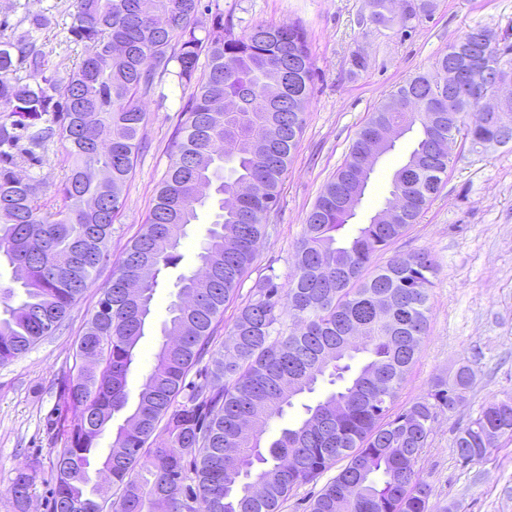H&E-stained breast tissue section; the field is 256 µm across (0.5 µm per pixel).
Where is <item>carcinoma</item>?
<instances>
[{"label": "carcinoma", "mask_w": 512, "mask_h": 512, "mask_svg": "<svg viewBox=\"0 0 512 512\" xmlns=\"http://www.w3.org/2000/svg\"><path fill=\"white\" fill-rule=\"evenodd\" d=\"M417 2L419 11L397 18L391 0H368V19L405 32L436 9V0ZM72 8L69 39L87 51L72 70L49 69L34 37L43 27L39 15L25 32L0 37V264L22 290L18 298L0 289V364L55 332L109 261L106 243L142 147L141 98L165 79L195 91L153 208L101 287L77 343L76 358L98 346L101 362L78 366L63 386L77 420L57 451L50 512H281L293 490L341 459L346 465L309 512H430V487L415 467L448 396L465 398L473 368L461 359L427 396L392 412L428 334L438 265L426 251L371 264L438 192L448 171L438 140L462 131L477 149L493 145L504 128L512 136V111L503 113V126H485L470 99L474 87L492 97L489 77L512 73V46L474 42L470 30L448 45L434 72L390 94L307 214L288 282L273 272L259 278L213 350L215 326L268 235L302 133L314 73L306 30L297 22L259 24L239 36L220 6L203 17L201 0H155L150 14L140 0H73ZM450 62L460 74L458 107L473 112L471 122L451 128L434 119L429 100ZM374 125L418 132L390 181L389 193L404 196L402 211L395 224L359 225L343 243L337 235L351 220L347 201L364 193ZM55 140L69 171L54 209L24 169L41 164ZM208 204L216 213L201 266L179 276L153 366L101 456L100 438L128 404L127 379L159 276L177 264L185 227ZM355 329L367 359L349 377L355 354L339 348ZM206 356L203 380L186 383ZM325 381L333 390L263 446L269 421ZM501 436L512 437V397L460 427L454 448L459 460L477 464ZM95 463L112 478L110 499L91 483ZM36 476L26 462L14 467L8 492L19 512H27Z\"/></svg>", "instance_id": "carcinoma-1"}]
</instances>
